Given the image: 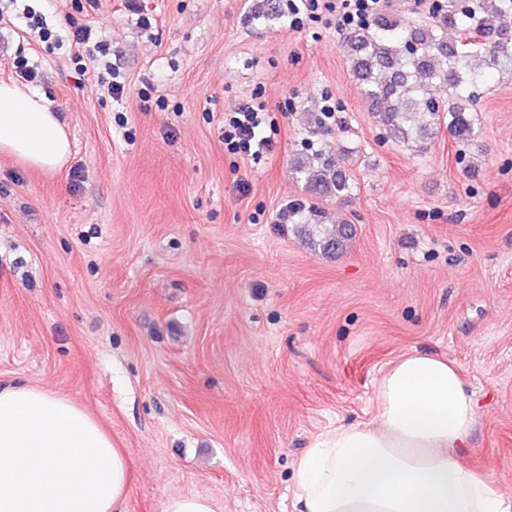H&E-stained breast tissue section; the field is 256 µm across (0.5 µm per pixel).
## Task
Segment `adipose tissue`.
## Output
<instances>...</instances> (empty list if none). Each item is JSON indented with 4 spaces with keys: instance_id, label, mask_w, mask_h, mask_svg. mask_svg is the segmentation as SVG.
<instances>
[{
    "instance_id": "obj_1",
    "label": "adipose tissue",
    "mask_w": 512,
    "mask_h": 512,
    "mask_svg": "<svg viewBox=\"0 0 512 512\" xmlns=\"http://www.w3.org/2000/svg\"><path fill=\"white\" fill-rule=\"evenodd\" d=\"M0 153L55 173L69 134L38 92L0 80ZM475 402L456 364L413 351L378 384L374 420L321 436L299 460L296 512H512V494L466 466ZM131 463L78 403L0 385V512H121Z\"/></svg>"
}]
</instances>
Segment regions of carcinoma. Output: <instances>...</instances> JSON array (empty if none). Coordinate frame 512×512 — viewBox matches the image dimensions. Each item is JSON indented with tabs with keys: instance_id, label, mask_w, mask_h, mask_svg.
Returning a JSON list of instances; mask_svg holds the SVG:
<instances>
[{
	"instance_id": "1",
	"label": "carcinoma",
	"mask_w": 512,
	"mask_h": 512,
	"mask_svg": "<svg viewBox=\"0 0 512 512\" xmlns=\"http://www.w3.org/2000/svg\"><path fill=\"white\" fill-rule=\"evenodd\" d=\"M512 0H437L428 17L399 21L381 14L346 36L351 74L386 137L426 149L441 131L473 135L474 88L484 68L512 70V32L501 20ZM308 197L288 203V223L308 224L316 201L350 197L355 182L338 159L317 151L294 162ZM314 246L343 248L352 225L318 223Z\"/></svg>"
}]
</instances>
